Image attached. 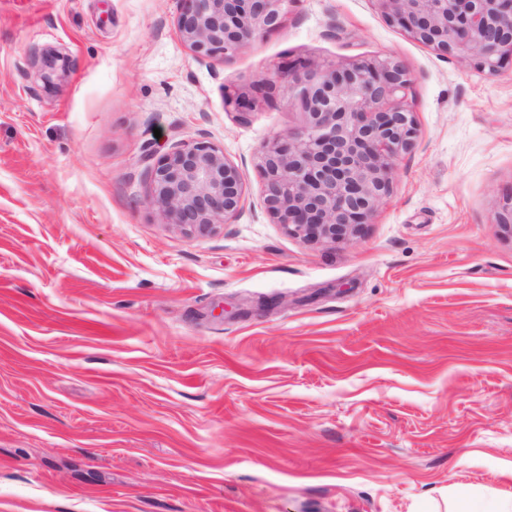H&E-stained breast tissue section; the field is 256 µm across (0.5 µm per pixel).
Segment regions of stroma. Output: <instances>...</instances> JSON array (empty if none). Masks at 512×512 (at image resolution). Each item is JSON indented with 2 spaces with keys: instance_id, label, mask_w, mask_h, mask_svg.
Segmentation results:
<instances>
[{
  "instance_id": "1",
  "label": "stroma",
  "mask_w": 512,
  "mask_h": 512,
  "mask_svg": "<svg viewBox=\"0 0 512 512\" xmlns=\"http://www.w3.org/2000/svg\"><path fill=\"white\" fill-rule=\"evenodd\" d=\"M180 11L0 0V512H454L461 491L507 512L512 62L439 55L375 0H290L201 58ZM383 56L411 75L415 144L359 235L304 243L259 168L304 116L253 84ZM196 141L245 185L203 236L144 177Z\"/></svg>"
}]
</instances>
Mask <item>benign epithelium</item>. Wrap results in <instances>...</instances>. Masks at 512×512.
Wrapping results in <instances>:
<instances>
[{
    "label": "benign epithelium",
    "instance_id": "obj_1",
    "mask_svg": "<svg viewBox=\"0 0 512 512\" xmlns=\"http://www.w3.org/2000/svg\"><path fill=\"white\" fill-rule=\"evenodd\" d=\"M390 21L441 55L465 51L490 74L512 58V0H376ZM179 32L200 57H231L279 28L288 0H181ZM57 58H41L53 84ZM288 86L305 122L266 142L259 167L268 211L310 244L356 237L390 194L395 163L416 134L406 104L409 72L392 57L337 67L295 61L254 84L268 96ZM148 203L190 234H210L237 216L244 186L237 166L208 142L184 143L144 170Z\"/></svg>",
    "mask_w": 512,
    "mask_h": 512
}]
</instances>
